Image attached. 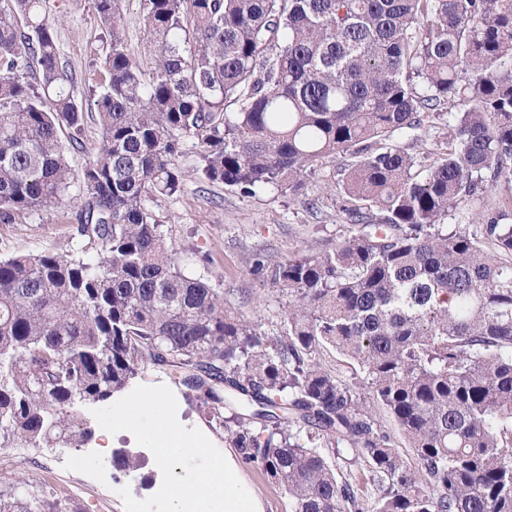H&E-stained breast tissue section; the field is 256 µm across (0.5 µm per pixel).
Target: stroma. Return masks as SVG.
I'll return each instance as SVG.
<instances>
[{"mask_svg": "<svg viewBox=\"0 0 512 512\" xmlns=\"http://www.w3.org/2000/svg\"><path fill=\"white\" fill-rule=\"evenodd\" d=\"M45 8L55 21L60 63L74 77L73 96L82 105H89L91 87L98 82L110 51L109 39L89 0H46ZM349 162V156L337 155L308 177L302 196L295 198L272 189L246 195L235 187L201 181L193 156L187 154L177 161L181 193L157 198L151 207L168 241L190 254L189 274L223 289L230 311L259 325L268 335L278 336L284 331L288 298L269 288L251 267L258 259L280 261L312 247L334 245L348 235L351 221L343 210L344 202L325 184ZM80 247L74 213L68 206L0 223L2 257L45 249L75 252ZM134 382L168 386L178 403L180 423L201 430L219 451L231 456L262 512H290L284 490L261 467L243 462L225 428L212 420L193 392L180 383L178 368L149 363L139 370ZM91 410L87 404L76 413L77 421L92 431L82 451L94 455L105 446L111 460L98 467H85L77 474L62 471L50 477L40 469L38 457L0 447V489L19 482L32 483L48 498L67 497L68 512H125L118 494L124 486L138 499L155 494L162 473L152 453L137 445L129 432L105 435ZM121 451L136 455L141 468L129 471L119 467L114 455Z\"/></svg>", "mask_w": 512, "mask_h": 512, "instance_id": "35a3bbf8", "label": "stroma"}]
</instances>
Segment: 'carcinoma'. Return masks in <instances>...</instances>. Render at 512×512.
I'll use <instances>...</instances> for the list:
<instances>
[{
	"mask_svg": "<svg viewBox=\"0 0 512 512\" xmlns=\"http://www.w3.org/2000/svg\"><path fill=\"white\" fill-rule=\"evenodd\" d=\"M0 8V221L76 206L79 253L0 257V444L77 448L69 409L104 401L145 364L184 370L242 459L290 512H512V0H141L148 50L127 49L124 0H90L111 40L94 102L101 139L79 172L84 112L59 64L46 0ZM37 63V84L23 79ZM423 81L419 89L413 78ZM448 106L445 150L387 143ZM202 178L297 196L338 154L329 187L350 235L252 272L288 294L268 336L187 273L149 202ZM490 196L473 225L442 223ZM381 217L370 214L372 208ZM329 345L362 383L312 359ZM397 423L410 467L362 397ZM347 443L377 495L317 448ZM30 484L0 512H63Z\"/></svg>",
	"mask_w": 512,
	"mask_h": 512,
	"instance_id": "cac0c4a2",
	"label": "carcinoma"
}]
</instances>
